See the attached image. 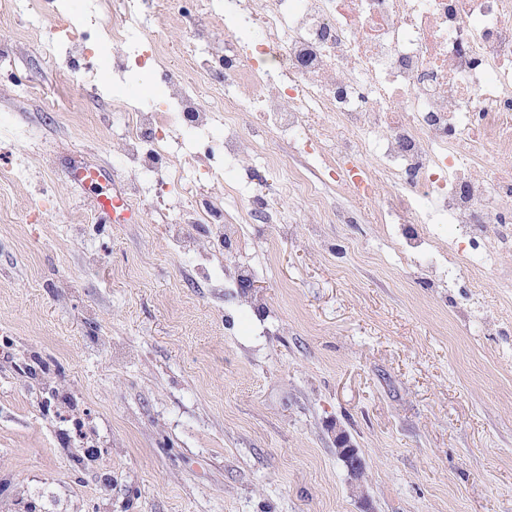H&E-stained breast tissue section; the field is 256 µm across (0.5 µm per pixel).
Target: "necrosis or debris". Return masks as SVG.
Here are the masks:
<instances>
[{
    "label": "necrosis or debris",
    "instance_id": "4bbe7bcc",
    "mask_svg": "<svg viewBox=\"0 0 512 512\" xmlns=\"http://www.w3.org/2000/svg\"><path fill=\"white\" fill-rule=\"evenodd\" d=\"M182 2L93 0L112 19L113 74L160 73L161 99L118 117L140 197L171 193L175 225L216 224L227 238L281 223L254 165L261 156L274 167L279 140L308 162L292 188L321 223H357L356 206L373 203L368 223L388 238L410 233L419 270L448 226L438 287L464 273L512 298V0H199L191 33L222 6L224 46L202 55L187 43L174 68L141 35ZM215 182L224 199L197 205L192 188ZM329 185L350 207L326 211Z\"/></svg>",
    "mask_w": 512,
    "mask_h": 512
}]
</instances>
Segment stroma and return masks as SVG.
Wrapping results in <instances>:
<instances>
[{"mask_svg": "<svg viewBox=\"0 0 512 512\" xmlns=\"http://www.w3.org/2000/svg\"><path fill=\"white\" fill-rule=\"evenodd\" d=\"M24 4L0 25V512H512L498 285L438 287L378 225L315 223L273 175L284 224L226 252L203 227L179 247L160 201L98 214L130 194L114 115L158 75L117 89L111 52L46 53L94 24L88 0ZM83 162L106 180L75 185ZM230 260L248 288L225 287ZM336 453L341 459L346 461L348 470L354 480L360 481L364 475L362 460L358 450L351 443L348 435L342 430H337L336 432Z\"/></svg>", "mask_w": 512, "mask_h": 512, "instance_id": "stroma-1", "label": "stroma"}]
</instances>
